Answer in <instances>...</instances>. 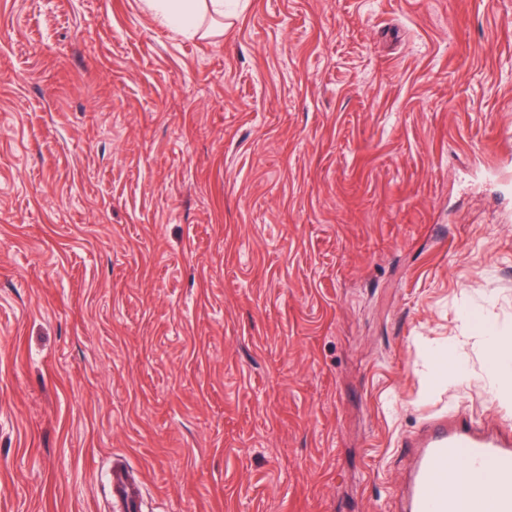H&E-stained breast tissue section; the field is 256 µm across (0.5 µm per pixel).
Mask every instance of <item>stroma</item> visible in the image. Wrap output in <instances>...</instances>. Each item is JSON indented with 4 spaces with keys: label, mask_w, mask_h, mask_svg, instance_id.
I'll return each mask as SVG.
<instances>
[{
    "label": "stroma",
    "mask_w": 512,
    "mask_h": 512,
    "mask_svg": "<svg viewBox=\"0 0 512 512\" xmlns=\"http://www.w3.org/2000/svg\"><path fill=\"white\" fill-rule=\"evenodd\" d=\"M0 0V512H394L512 428V0ZM161 11L164 23L183 35H194L199 30V0H145ZM488 339L490 362L494 368L501 372L502 380L506 381L502 387V394L508 393L511 390V370L503 373V365L506 361L512 362L511 336H500L497 333H491ZM114 498L120 503L123 512H139L141 509L139 496L128 475L127 467L115 463L109 474Z\"/></svg>",
    "instance_id": "stroma-1"
}]
</instances>
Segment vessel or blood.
Listing matches in <instances>:
<instances>
[{
  "label": "vessel or blood",
  "instance_id": "1",
  "mask_svg": "<svg viewBox=\"0 0 512 512\" xmlns=\"http://www.w3.org/2000/svg\"><path fill=\"white\" fill-rule=\"evenodd\" d=\"M405 444L411 454L405 512H512L511 433L448 414L432 418ZM109 482L123 512H138L125 465H113Z\"/></svg>",
  "mask_w": 512,
  "mask_h": 512
}]
</instances>
